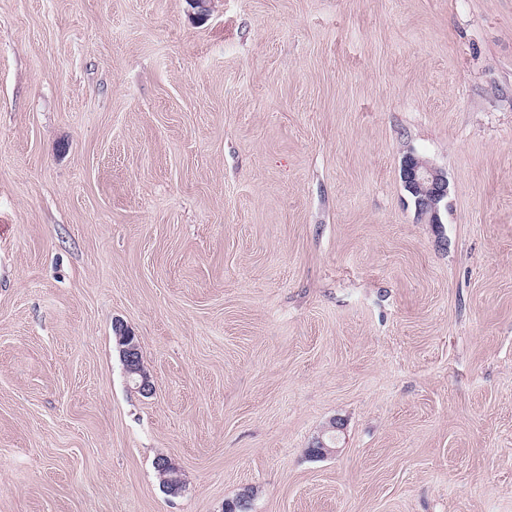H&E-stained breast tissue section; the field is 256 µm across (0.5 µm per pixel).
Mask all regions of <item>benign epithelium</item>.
Segmentation results:
<instances>
[{
	"label": "benign epithelium",
	"instance_id": "1",
	"mask_svg": "<svg viewBox=\"0 0 512 512\" xmlns=\"http://www.w3.org/2000/svg\"><path fill=\"white\" fill-rule=\"evenodd\" d=\"M400 177L405 189L412 196L418 218L427 224L440 223L441 207L448 206V179L444 173L428 161L407 153L402 161ZM117 335L121 336L119 348L125 373L138 375L136 388L148 395L153 391L150 375L139 364L138 344L131 341L129 333L122 325L115 326Z\"/></svg>",
	"mask_w": 512,
	"mask_h": 512
}]
</instances>
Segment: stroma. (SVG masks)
I'll use <instances>...</instances> for the list:
<instances>
[{"instance_id": "1", "label": "stroma", "mask_w": 512, "mask_h": 512, "mask_svg": "<svg viewBox=\"0 0 512 512\" xmlns=\"http://www.w3.org/2000/svg\"><path fill=\"white\" fill-rule=\"evenodd\" d=\"M245 494L512 512V0H0V512ZM400 177L413 198L418 218L427 224L440 223V209L448 206V179L444 173L409 152L403 158ZM115 331L117 336H121L120 343L123 347L119 348V353L125 373L128 377L134 374L138 375V381L135 382L136 388L146 395L150 394L153 391V384L150 375L139 364V358L141 360L140 347L138 348V344L131 341L129 332H126L121 324L115 326Z\"/></svg>"}]
</instances>
